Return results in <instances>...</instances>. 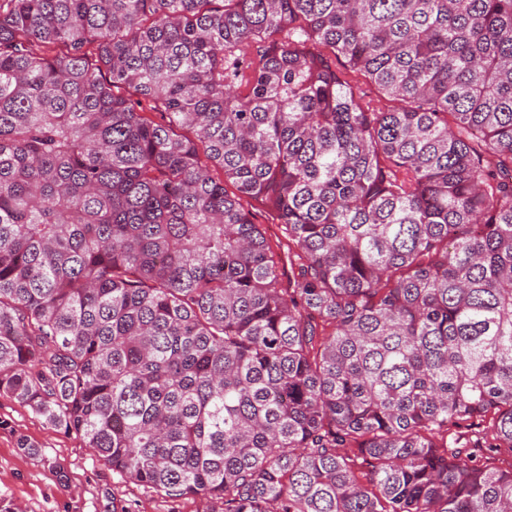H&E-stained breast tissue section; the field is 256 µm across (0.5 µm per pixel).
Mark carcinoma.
Wrapping results in <instances>:
<instances>
[{
	"instance_id": "carcinoma-1",
	"label": "carcinoma",
	"mask_w": 512,
	"mask_h": 512,
	"mask_svg": "<svg viewBox=\"0 0 512 512\" xmlns=\"http://www.w3.org/2000/svg\"><path fill=\"white\" fill-rule=\"evenodd\" d=\"M2 393L208 512H512V0H0ZM256 224H261L260 228L265 230L266 235L270 239L272 245L274 246L276 252L279 256L282 258L284 257V250L286 251V243L287 240L284 238L283 232H282V226L280 224H277V221L273 218V216L267 212H257L255 219ZM278 242H281V245L283 247L280 249L276 247Z\"/></svg>"
}]
</instances>
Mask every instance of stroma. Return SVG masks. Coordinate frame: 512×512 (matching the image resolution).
Masks as SVG:
<instances>
[{
    "instance_id": "1",
    "label": "stroma",
    "mask_w": 512,
    "mask_h": 512,
    "mask_svg": "<svg viewBox=\"0 0 512 512\" xmlns=\"http://www.w3.org/2000/svg\"><path fill=\"white\" fill-rule=\"evenodd\" d=\"M26 436L42 450L32 458L17 446ZM67 483H60L58 470ZM21 512H207L200 497L171 500L127 481L96 458L83 440L47 425L7 395H0V500Z\"/></svg>"
}]
</instances>
